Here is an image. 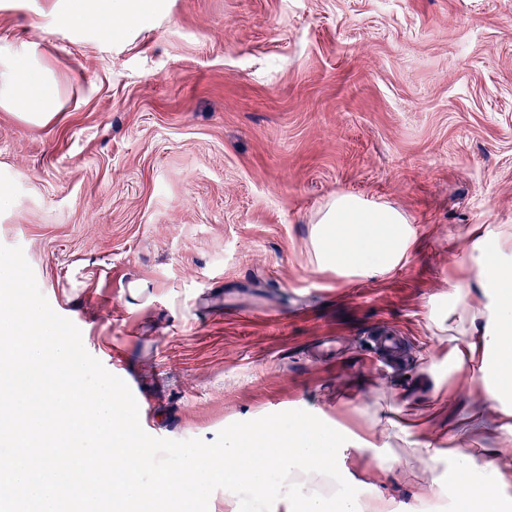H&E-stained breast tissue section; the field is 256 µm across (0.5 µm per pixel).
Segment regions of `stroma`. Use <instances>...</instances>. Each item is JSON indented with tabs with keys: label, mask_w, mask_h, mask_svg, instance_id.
I'll return each instance as SVG.
<instances>
[{
	"label": "stroma",
	"mask_w": 512,
	"mask_h": 512,
	"mask_svg": "<svg viewBox=\"0 0 512 512\" xmlns=\"http://www.w3.org/2000/svg\"><path fill=\"white\" fill-rule=\"evenodd\" d=\"M63 0H0V54L37 43L60 110L0 108V244L22 247L55 312L104 367L138 374L150 436L213 441L303 409L356 433L381 407L418 441L497 451L512 502V409L456 434L469 377L428 326L473 224L512 225V0H164L123 34L72 30ZM414 226L375 280L319 269L311 235L336 195ZM273 317H264V310ZM402 366L371 360L379 332ZM346 480L410 512L429 480L403 463Z\"/></svg>",
	"instance_id": "1"
}]
</instances>
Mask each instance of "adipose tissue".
Returning <instances> with one entry per match:
<instances>
[{
    "label": "adipose tissue",
    "mask_w": 512,
    "mask_h": 512,
    "mask_svg": "<svg viewBox=\"0 0 512 512\" xmlns=\"http://www.w3.org/2000/svg\"><path fill=\"white\" fill-rule=\"evenodd\" d=\"M155 0H73L66 14L70 27L94 28L100 38L119 34L116 17L133 19L151 12ZM0 107L19 111L31 124L47 125L59 112L57 87L36 44L21 43L0 55ZM415 241L412 225L400 210L340 195L319 218L312 243L319 267L347 276L373 279L407 257ZM457 276L447 307L428 320L439 339L451 341V370L468 375L473 387L460 434L484 431V409L512 403V225L474 224L457 244ZM414 421L397 414L375 415L373 437L406 443L405 454L420 469L440 460L465 474L457 512H500L503 501L492 476L495 460L477 462L467 452L444 454L430 443L414 441Z\"/></svg>",
    "instance_id": "ef3b65f1"
}]
</instances>
